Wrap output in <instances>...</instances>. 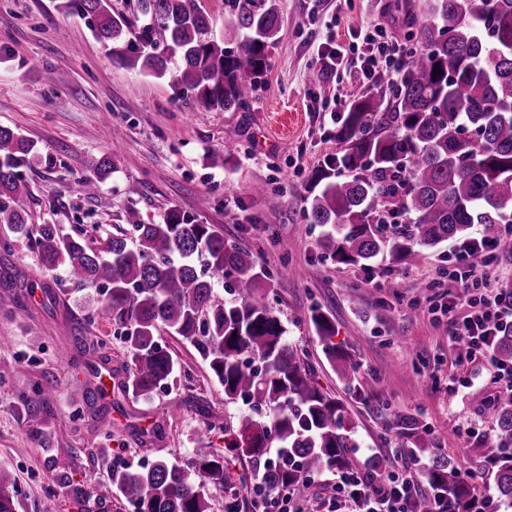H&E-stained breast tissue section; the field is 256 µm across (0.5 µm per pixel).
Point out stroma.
I'll list each match as a JSON object with an SVG mask.
<instances>
[{"mask_svg":"<svg viewBox=\"0 0 512 512\" xmlns=\"http://www.w3.org/2000/svg\"><path fill=\"white\" fill-rule=\"evenodd\" d=\"M59 0H0V125L32 140L41 161L22 164L27 211L60 226L100 237L131 232L129 211L159 222L177 207L199 224H212L230 243L252 251L272 276L270 302L288 327L319 387L346 406L359 443L355 468L371 467L389 448L411 450L421 466L432 456L469 465L477 497L494 492L480 453L491 420L482 402L501 391L485 360L458 363L445 325L424 305L426 285L457 247L448 241L418 265L383 257L370 268L336 263L325 226L308 223L301 199L310 171L340 151L330 118L339 94L366 88L358 73L327 76L317 85L330 42L351 43L362 21L381 14L378 0H279L283 28L271 67L248 105L235 112L189 104L170 78L157 79L114 62L87 19L62 10ZM122 129L121 147L112 132ZM233 160L213 166L212 152ZM113 155L114 171L93 197L75 184L91 165ZM264 193H254L257 185ZM11 269L21 304L0 307V467L10 469L16 512H134L119 495L101 499L113 468H138L159 458L189 466L198 453H224L214 418L235 420L240 403L224 400L198 352L172 335L162 341L183 374L144 398L118 390L128 354L123 340L98 318L96 289L76 290L62 271L45 273L26 239L0 224V270ZM384 276L371 287L367 270ZM329 313L334 341L356 368L346 382L329 362L309 322L311 309ZM113 384L106 419L86 412L89 388ZM45 388L49 411L26 405ZM414 415L430 432L417 448L396 424ZM64 458L66 474L50 462Z\"/></svg>","mask_w":512,"mask_h":512,"instance_id":"1","label":"stroma"}]
</instances>
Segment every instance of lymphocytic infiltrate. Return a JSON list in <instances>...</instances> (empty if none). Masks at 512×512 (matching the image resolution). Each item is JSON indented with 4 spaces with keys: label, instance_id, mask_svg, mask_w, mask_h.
<instances>
[{
    "label": "lymphocytic infiltrate",
    "instance_id": "obj_1",
    "mask_svg": "<svg viewBox=\"0 0 512 512\" xmlns=\"http://www.w3.org/2000/svg\"><path fill=\"white\" fill-rule=\"evenodd\" d=\"M409 56L404 44L382 24L370 20L361 42L336 44L322 61L329 72L342 63L352 64L372 88L380 75L398 74ZM478 245L486 257L484 265L470 262V244L462 242L448 258L453 292L436 293L427 299L429 314L434 321L445 323L448 341L456 346L461 362L479 355L492 357L499 328L512 325V289L495 287L489 274L498 261L495 244L482 239ZM335 491L338 497L351 499L357 512H414L415 501L425 493L407 464L382 479L360 469H337Z\"/></svg>",
    "mask_w": 512,
    "mask_h": 512
}]
</instances>
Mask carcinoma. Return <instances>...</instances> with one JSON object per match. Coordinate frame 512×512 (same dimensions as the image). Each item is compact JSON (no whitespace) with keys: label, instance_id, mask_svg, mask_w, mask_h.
Instances as JSON below:
<instances>
[{"label":"carcinoma","instance_id":"obj_1","mask_svg":"<svg viewBox=\"0 0 512 512\" xmlns=\"http://www.w3.org/2000/svg\"><path fill=\"white\" fill-rule=\"evenodd\" d=\"M64 0L90 18L112 58L156 78L170 77L205 110L237 111L252 98L271 65L270 48L283 20L277 0H224V39L200 0ZM419 48L403 68L392 99L384 92L351 99L336 138L342 152L308 175L303 204L312 224L330 227L336 262L367 266L387 254L414 266L474 226L495 238L498 256L512 257V239L497 225L512 224V0H422L405 5ZM441 73H435V69ZM36 145L0 126V224L29 240L40 267L59 268L78 290L106 288L98 315L112 325L131 354L126 392L148 396L175 381L178 360L160 343L162 333L193 346L224 388V401L249 411L224 423L231 447L250 458L241 488L289 486L309 493L308 472L349 465L358 447L342 402L319 386L288 340V328L269 302L272 278L252 251L224 240L211 224H196L170 208L156 224L131 211L134 241L113 235L99 246L57 224L31 223L24 207L30 188L18 173L38 158ZM109 156L92 164L79 191L95 195L113 173ZM405 217L384 234V215ZM230 298L219 302L214 285ZM328 357L345 355L331 343L332 318L310 316ZM497 359L512 362V327L497 336ZM493 437L483 457L495 462L498 497L512 502V391L486 405ZM400 424L421 448L430 433L412 417ZM283 450L273 462L269 449ZM229 459L205 452L192 468L157 459L137 470H112L101 498L123 496L136 512H209L225 492ZM432 490L472 512L477 497L448 460L433 456L426 470ZM12 474L0 467V512H14Z\"/></svg>","mask_w":512,"mask_h":512}]
</instances>
